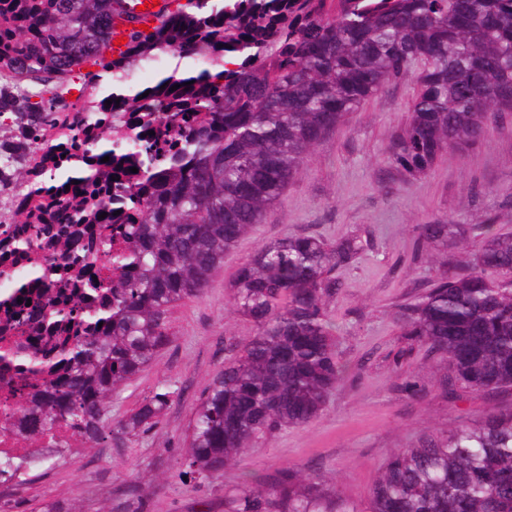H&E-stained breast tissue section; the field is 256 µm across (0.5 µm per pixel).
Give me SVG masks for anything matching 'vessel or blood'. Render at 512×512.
<instances>
[{"instance_id":"b4317fda","label":"vessel or blood","mask_w":512,"mask_h":512,"mask_svg":"<svg viewBox=\"0 0 512 512\" xmlns=\"http://www.w3.org/2000/svg\"><path fill=\"white\" fill-rule=\"evenodd\" d=\"M181 0H116L107 50L112 58L127 50L125 42L141 29L155 30L162 21L176 16Z\"/></svg>"}]
</instances>
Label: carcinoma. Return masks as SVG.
Returning a JSON list of instances; mask_svg holds the SVG:
<instances>
[{
  "mask_svg": "<svg viewBox=\"0 0 512 512\" xmlns=\"http://www.w3.org/2000/svg\"><path fill=\"white\" fill-rule=\"evenodd\" d=\"M113 2L0 0V121L15 131L0 142V193L22 182L29 199L14 251L41 246L40 224H90L104 213L132 225L111 296L83 280L94 304L38 321L53 356L30 367L52 378L24 409L35 444L61 421L95 443L107 432L132 442L157 423L180 389L159 383L118 421L112 395L173 343L171 309L205 293L224 253L261 223L314 148L390 83L416 72L409 118L385 151L410 176L473 147L512 112V0H189L108 60ZM160 52L191 61L193 83L171 74L133 96L109 92L79 110L67 102V81L85 63L101 68L92 79L132 89ZM102 126L113 135L99 137ZM57 127L80 130L85 147L62 139L27 167L25 155ZM441 247L459 263L394 317L446 365L448 398L511 391L512 235L491 224L477 239L465 224L418 225L414 259ZM362 249L356 236L285 235L241 263L232 303L255 334L199 397L180 474L211 483L258 439L319 415L346 372L328 312L336 272ZM60 256L10 275L11 287L70 281L69 252ZM491 270L509 278L490 281ZM224 512H512V407L395 449L364 504L318 472L286 466L260 484L242 479Z\"/></svg>",
  "mask_w": 512,
  "mask_h": 512,
  "instance_id": "1",
  "label": "carcinoma"
}]
</instances>
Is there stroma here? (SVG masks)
<instances>
[{"instance_id":"stroma-1","label":"stroma","mask_w":512,"mask_h":512,"mask_svg":"<svg viewBox=\"0 0 512 512\" xmlns=\"http://www.w3.org/2000/svg\"><path fill=\"white\" fill-rule=\"evenodd\" d=\"M414 76L394 82L347 115L344 124L312 152L270 207L255 233L225 253L202 297L171 311L172 345L112 401L121 419L138 409L158 383L180 387L181 398L150 431L133 442L111 439L60 449L30 478L7 512H108L139 490L149 512H199L200 503H223L243 477L262 482L285 466H315L350 499L364 501L391 451L424 435L448 434L476 423L512 396L468 395L456 401L440 392V364L425 349L410 347L394 306L413 286L437 273L414 261L420 224L493 225L512 234V114L493 120L483 139L465 151L447 152L424 176L390 168L384 151L409 116ZM306 233L328 242L361 237L364 249L338 272L341 286L329 307L336 352L346 375L320 416L305 427L283 429L254 443L223 478L202 484L180 476L187 435L200 394L233 350L254 334L235 314L228 285L259 246L287 234ZM416 380L418 394L404 379Z\"/></svg>"}]
</instances>
